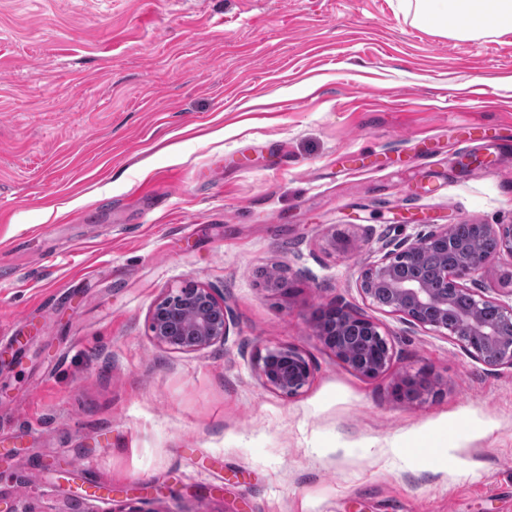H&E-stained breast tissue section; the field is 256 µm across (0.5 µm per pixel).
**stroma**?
<instances>
[{
  "mask_svg": "<svg viewBox=\"0 0 512 512\" xmlns=\"http://www.w3.org/2000/svg\"><path fill=\"white\" fill-rule=\"evenodd\" d=\"M511 142L512 32L407 0H0V512H512V367L358 288L383 244L512 224ZM189 280L232 314L196 352L149 329ZM475 285L512 301V259ZM336 303L386 374L316 338ZM413 19L456 40L512 32V0H410ZM314 321L315 335L336 358L366 378L385 373L393 359V346L372 319L357 313L346 304L324 308ZM359 348L352 350V345ZM262 384L283 396L292 397L307 386L314 372L311 360L297 348H267L256 358Z\"/></svg>",
  "mask_w": 512,
  "mask_h": 512,
  "instance_id": "obj_1",
  "label": "stroma"
}]
</instances>
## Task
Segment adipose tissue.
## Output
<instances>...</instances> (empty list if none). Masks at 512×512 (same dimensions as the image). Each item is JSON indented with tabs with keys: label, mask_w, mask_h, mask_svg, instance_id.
I'll return each instance as SVG.
<instances>
[{
	"label": "adipose tissue",
	"mask_w": 512,
	"mask_h": 512,
	"mask_svg": "<svg viewBox=\"0 0 512 512\" xmlns=\"http://www.w3.org/2000/svg\"><path fill=\"white\" fill-rule=\"evenodd\" d=\"M416 23L456 40L512 32V0H409Z\"/></svg>",
	"instance_id": "ef3b65f1"
}]
</instances>
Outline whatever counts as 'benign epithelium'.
<instances>
[{"label": "benign epithelium", "instance_id": "benign-epithelium-1", "mask_svg": "<svg viewBox=\"0 0 512 512\" xmlns=\"http://www.w3.org/2000/svg\"><path fill=\"white\" fill-rule=\"evenodd\" d=\"M451 230L450 225H439L413 243L382 245L381 257L360 270L359 289L372 300L376 285H390L387 308L404 323L452 338L489 367H512V304L489 299L466 285L491 257L473 248L463 251L456 265L440 268L437 288L397 272L400 261H419L433 241H448L450 249L457 250L456 243L449 241ZM473 230L476 237L495 241V256L512 258V224H475ZM457 292L471 297L470 309L454 306ZM320 315L321 319L314 321L315 335L339 361L370 379L389 369L393 346L376 322L346 304L324 308ZM230 317L216 289L190 281L167 290L154 304L150 330L160 345L200 351L224 342ZM256 369L266 388L292 397L310 383L314 365L300 350L288 346L268 348L259 354Z\"/></svg>", "mask_w": 512, "mask_h": 512}]
</instances>
